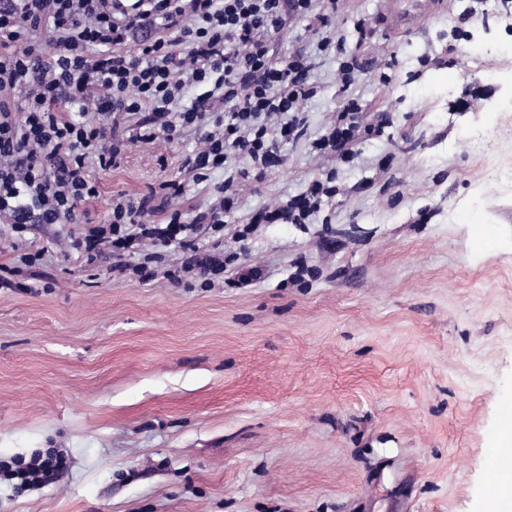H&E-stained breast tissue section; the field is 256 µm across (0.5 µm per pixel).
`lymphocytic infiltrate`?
Instances as JSON below:
<instances>
[{
  "label": "lymphocytic infiltrate",
  "mask_w": 512,
  "mask_h": 512,
  "mask_svg": "<svg viewBox=\"0 0 512 512\" xmlns=\"http://www.w3.org/2000/svg\"><path fill=\"white\" fill-rule=\"evenodd\" d=\"M317 0H0V219L17 234L32 224H77L72 246L86 264L110 251L111 275L143 282L163 277L214 287L223 253L202 245L240 208L241 180L279 160L282 142L301 133L304 103L317 93L313 62L300 53L273 61L269 46L288 23L307 18L325 35L317 45L336 55L343 94L336 120L313 139L314 153L350 162L355 148L384 125L351 88L359 75L343 39L329 34L332 16ZM136 50H128L129 41ZM128 125L127 141L112 128ZM198 135L179 177L155 197L113 196L103 222L92 223L82 202L99 194L93 170H110L127 144ZM248 168H240V160ZM224 172L213 183L215 172ZM200 191L204 201L184 211L173 199ZM338 192L335 169L311 180L300 196L252 224H308ZM151 250H143V241ZM182 252L166 265L169 249ZM63 468L54 450L0 463V478L33 491Z\"/></svg>",
  "instance_id": "lymphocytic-infiltrate-1"
}]
</instances>
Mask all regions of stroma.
<instances>
[{
	"mask_svg": "<svg viewBox=\"0 0 512 512\" xmlns=\"http://www.w3.org/2000/svg\"><path fill=\"white\" fill-rule=\"evenodd\" d=\"M379 3L339 0L333 17L354 93L389 118L349 163L307 146L342 98L321 31L297 21L271 44L275 61L311 56L319 92L306 137L226 216L223 284L122 281L67 249L69 227L0 223V263L45 252L23 271L38 289L0 288V459L66 460L36 491L0 482V512H482L512 400V184L489 167L512 166V112L492 109L512 97V0H487L467 41L450 35L461 0L398 37ZM387 65L384 89L371 72ZM489 122L479 157L466 139ZM196 147L128 145L83 210L100 221L113 195L151 194ZM331 167L341 191L312 223L233 236ZM244 266L260 277L232 287Z\"/></svg>",
	"mask_w": 512,
	"mask_h": 512,
	"instance_id": "obj_1",
	"label": "stroma"
}]
</instances>
